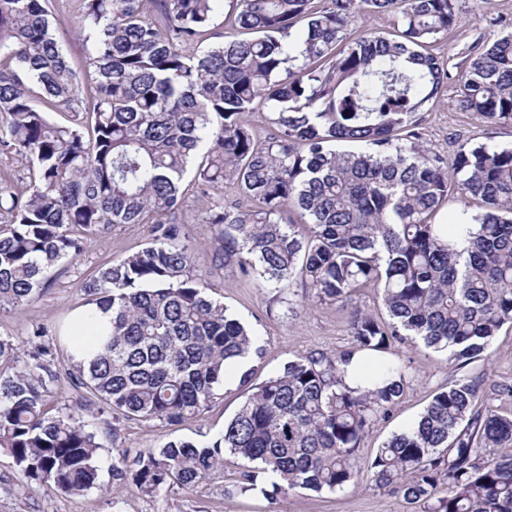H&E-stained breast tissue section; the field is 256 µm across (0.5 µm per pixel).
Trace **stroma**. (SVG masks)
<instances>
[{
  "mask_svg": "<svg viewBox=\"0 0 512 512\" xmlns=\"http://www.w3.org/2000/svg\"><path fill=\"white\" fill-rule=\"evenodd\" d=\"M457 8L460 23L447 34L438 35L429 47L430 52L447 61L449 79L419 129L422 141L446 158L463 142L512 146V127L485 123L454 105L468 46L494 40L512 30V0H491L479 16L472 11V0H458ZM148 236L147 226L124 224L91 242L83 254L64 261L38 302L0 312V336L22 343L33 325L51 329L65 321L71 307L82 300V280L101 265L138 252ZM208 279L209 296L223 303L255 332L262 353L250 359L249 367L259 380L279 371L288 360L316 351L333 354L348 348L352 342L348 331L351 308L374 311L379 306L371 288L360 290L350 307L342 308L309 301L307 289L298 285L281 290L258 287L253 278L229 267L209 269ZM388 356L405 368L407 385L390 417L377 420L362 440L358 477L354 485L342 491L318 495L297 489L272 501L259 494L245 497L233 489L239 465L231 456L226 459L223 476L191 489L166 488L149 498L133 489L113 486V447L133 453L170 440L194 439L202 432L211 438L220 435L225 422L244 400L241 387L233 381L217 389L202 421L173 425L125 421L115 436L107 432L97 403H87L84 420L101 431L104 449L99 461V487L80 496L27 483L12 457L0 450V512H408L401 496L377 488L371 478L369 465L377 449L414 421L434 394L463 375L485 376L489 384L485 406L501 414L512 413V397L496 391L499 385H512V325H503L486 356L463 367L457 366L445 352L405 339L394 340Z\"/></svg>",
  "mask_w": 512,
  "mask_h": 512,
  "instance_id": "stroma-1",
  "label": "stroma"
}]
</instances>
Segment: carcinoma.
Masks as SVG:
<instances>
[{"mask_svg":"<svg viewBox=\"0 0 512 512\" xmlns=\"http://www.w3.org/2000/svg\"><path fill=\"white\" fill-rule=\"evenodd\" d=\"M48 2L0 0V156L25 161L23 175H0V310L36 302L51 271L116 225L148 226L150 246L83 281V305L112 311V329L94 359L68 357L72 386L115 436L122 419H201L255 349L206 295L207 268L261 288L299 283L328 305L376 289L388 321L355 309L351 347L259 383L239 372L248 395L219 437L112 455L114 483L144 496L216 478L227 454L246 461L242 493L261 474L277 478L271 499L343 490L363 437L403 395L406 372L385 356L394 339L465 362L512 324V147L461 143L447 162L417 132L448 81L427 44L457 23L456 0H229L249 38L203 49L222 0H80L81 76ZM368 15L396 17L400 35L349 38ZM459 87L461 110L512 126V31L467 49ZM260 102L264 138L249 121ZM200 152L197 223L222 239L202 259L180 241L182 180ZM226 185L247 207L224 203ZM464 198L481 202L476 230L457 213L435 220ZM57 344L0 337V449L26 481L79 496L98 486L103 444L81 408L49 409L62 398ZM356 354L370 375L352 389L342 366ZM485 385L462 377L436 393L378 448L375 485L422 512H512V414L479 405Z\"/></svg>","mask_w":512,"mask_h":512,"instance_id":"1","label":"carcinoma"}]
</instances>
